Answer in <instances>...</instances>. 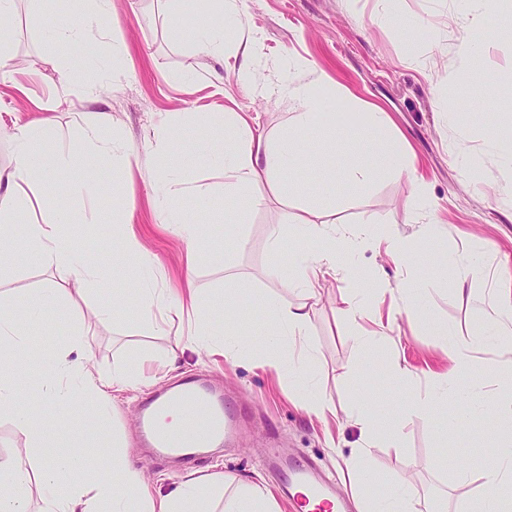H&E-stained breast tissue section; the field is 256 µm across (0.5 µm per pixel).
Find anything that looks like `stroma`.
Segmentation results:
<instances>
[{
  "label": "stroma",
  "instance_id": "35a3bbf8",
  "mask_svg": "<svg viewBox=\"0 0 512 512\" xmlns=\"http://www.w3.org/2000/svg\"><path fill=\"white\" fill-rule=\"evenodd\" d=\"M460 0H241L239 22L256 32L258 52L244 57L239 37L227 40L223 55L205 57L185 34L201 16L222 26L220 11L207 0H179L169 9L165 0H112V11L94 20L101 31L96 42L69 44L48 39V26L67 20V0H19L13 16L9 53L0 68V127L29 123L51 116L54 128L40 141L47 154H67L71 160L48 184L21 185L29 195L43 196V218H50L60 186L80 183L84 167L74 154L77 127L94 123L101 138L115 141L132 155L127 170L102 168L93 197L72 194L68 207L79 211L82 232L73 240L78 254L93 256L111 275L106 288L125 299L112 320L97 323L82 355L97 368L121 364L143 369L149 385L131 387L112 396L110 430L127 442L129 460L143 468L155 493L174 489L194 471L221 472L228 480L265 483L280 512H297L271 469L272 457L289 466L315 462L324 477L339 479L343 457L359 443L356 427L324 422L307 414L294 398L288 379L257 367L252 348L263 345V318L258 305L266 299L282 306L307 304L310 309L309 342L317 352L311 376L328 400L345 407L377 395L389 407H398L394 364L408 366L420 389L430 385L431 373L447 366L446 350L427 332L420 318L397 317L389 338L370 354L353 344L348 325L341 319L346 284L340 276L326 275L317 294L305 298L287 279L274 276L288 264L295 242L286 216L299 207L312 210L314 221L325 220L311 192L324 171L350 151L337 140L332 155L313 153L308 163L291 172L303 186L301 194L284 197L275 184L261 182L250 189L259 203L237 214L224 201V177L207 155L183 174H167L159 157L174 146L164 127L182 129L185 137L206 143L221 136L209 118L215 113H246L252 128L277 135L293 105L285 92L293 82L319 74V89L328 113L335 120L363 123L367 112L389 115V136L399 140L415 168L414 175L384 178L362 188H336L335 226L355 232L360 222L371 221L377 237L389 233L411 235L417 220L435 222L437 232L421 254V265L434 287L428 305L431 316L467 334L488 319V301L497 286L505 258H512V170L491 157L493 138L512 128V41L488 34L470 58L456 53L455 15ZM41 21H34V14ZM249 65L250 82L238 80V69ZM93 73L97 97H88L83 77ZM71 74L60 85L61 74ZM482 87L493 97L490 106L476 108L471 89ZM445 112L460 114L455 124L442 121ZM204 186L199 198L194 187ZM175 199L187 222L205 228L196 248L201 257L195 284L202 298L223 292L235 295L240 324L252 327L251 347L232 360L204 352L185 351L170 358L172 335L152 329L141 319L137 300L141 273L128 268L113 272V255L121 245L113 233L117 224L134 225L153 256L152 277L157 288L180 287L183 278L182 245L163 227L164 202ZM280 224L279 246H270L267 227ZM30 248L15 236L14 265L0 268V292L34 293L48 284L72 287V279L30 261ZM465 253L482 273L469 279L464 293L448 289L453 272L449 255ZM353 263L381 284L384 305L401 306L396 289L408 274L396 268L374 247L356 253ZM72 316L51 311L29 328L34 346L52 353L70 332ZM15 363L25 381V398L63 427L81 428L88 417L75 408L65 415L46 403L37 384L42 368L25 358ZM195 377L221 390L242 420L236 439L214 448L189 465L149 454L141 446L138 418L145 399L163 393L178 381ZM437 418L408 417L398 447L374 449L371 469L385 481L409 475L415 481L421 512H461L474 490L456 481L453 472L441 471L432 459L443 448L468 459L472 475L487 462L492 421L453 426L440 439Z\"/></svg>",
  "mask_w": 512,
  "mask_h": 512
}]
</instances>
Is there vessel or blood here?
<instances>
[{
    "label": "vessel or blood",
    "mask_w": 512,
    "mask_h": 512,
    "mask_svg": "<svg viewBox=\"0 0 512 512\" xmlns=\"http://www.w3.org/2000/svg\"><path fill=\"white\" fill-rule=\"evenodd\" d=\"M175 411L184 419L182 428L176 431L164 429L162 416ZM235 423L236 417L225 407L222 397L188 382L169 397L156 401L140 418V426L154 447L187 459L192 458L194 449L228 437ZM281 483L286 488L294 485L306 488L302 503L304 512H346L345 503L337 498L334 485L324 478L311 476L308 470H284Z\"/></svg>",
    "instance_id": "vessel-or-blood-1"
}]
</instances>
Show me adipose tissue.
Here are the masks:
<instances>
[{"label":"adipose tissue","instance_id":"1","mask_svg":"<svg viewBox=\"0 0 512 512\" xmlns=\"http://www.w3.org/2000/svg\"><path fill=\"white\" fill-rule=\"evenodd\" d=\"M111 0H72V20L49 28L51 38L86 42L96 39L98 30L86 25L89 15L105 14ZM512 11V0H468L456 16L461 37L456 51L469 58L488 33L497 31L498 19ZM318 77L289 85L287 93L295 104L287 124L277 141L255 134L246 118L237 112L225 113L223 140L209 144L208 152L217 169L224 175V193L235 201L238 209L256 206L257 200L248 189L260 179L299 167L313 150H326L330 141L345 138L350 154L320 179L317 195L322 202L336 199V186L352 183L364 186L371 181L407 168L405 154L390 143L370 138L369 128H382L388 117L383 112L368 115L367 127L326 123L320 114L323 100L317 87ZM52 127L50 118H42L39 126H14L10 140L14 145V166L5 177L0 191V240L22 229L25 238L45 267L67 271L81 285L95 294L91 313L76 312L70 341L55 356L44 359L27 346L28 323L38 321L45 312L59 309L65 299L62 289L47 286L34 296L20 300L0 299V418L13 420L27 438L28 456L0 457V512H29V488L39 483L42 489L39 512H280L278 503L262 483H249L228 490L223 473L212 472L190 476L170 493L152 495L143 470L131 464L122 445L110 444L107 434L112 417V395L130 386L133 378L123 366L106 372L81 357L93 324L111 319L115 302L103 291L107 276L91 257H78L72 239L81 226L79 215L68 209L55 210L45 221L29 220L36 208L30 196L21 194L20 184L52 178L55 169L66 165V156H46L39 147L41 136ZM298 241L294 248V264L288 271L289 282L306 296H313L327 271H334L349 281L343 299V319L353 324V342L368 352L386 340L396 322L395 313H382L379 296L370 288L368 276L350 261L355 251L368 246L372 238L367 232L351 237L337 235L332 225L316 223L302 211L288 215ZM141 317L158 329H165L185 314H193L195 322L187 335L177 336L175 349L191 348L219 352L233 358L241 351L247 333L233 329L218 333L212 313L220 307H232V297L202 302L193 279H185L182 293L157 294L150 279H143L139 296ZM263 334L267 347L254 355L256 366L289 376L296 382L297 400L309 414L319 418L336 415L335 403L326 400L306 384L314 369L317 355L308 341L310 313L306 305L282 307L262 301ZM494 318L489 327L469 335L457 334L448 324L429 321L432 335L440 337L446 348L449 368L434 374L431 389L420 391L414 384L412 371L396 366L403 412L425 418L448 407L460 409L465 420L492 414L501 427L489 450V463L480 476L470 512H512V289H498L493 307ZM490 350L499 360L492 374L502 394L484 395L466 378L477 361V353ZM13 352L27 353L30 359L42 360L46 378L41 393L46 401L60 409L83 407L90 415L88 433L94 434L100 447L106 448L107 465L95 482H87L88 471L96 463L82 449L87 432H68L48 421L25 405L24 383L11 362ZM403 412L390 411L385 402L355 405L345 417L358 427L360 444L345 459L346 472L353 492L379 483L380 478L364 464L372 449L399 445L403 438ZM60 447V454L44 456V448ZM418 493L411 477L395 479L392 488L376 499L360 497L359 512H418Z\"/></svg>","mask_w":512,"mask_h":512}]
</instances>
